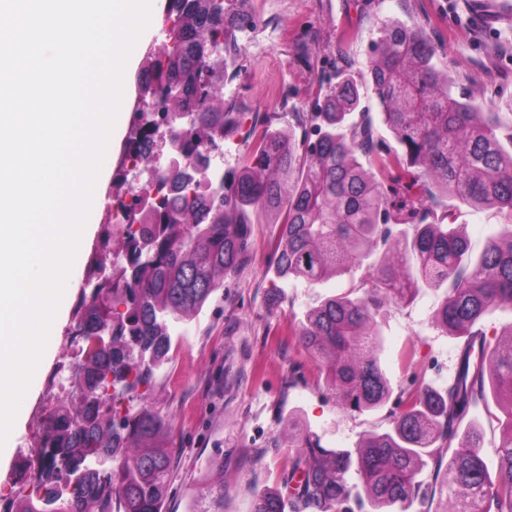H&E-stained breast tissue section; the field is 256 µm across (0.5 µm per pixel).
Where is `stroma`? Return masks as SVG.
Here are the masks:
<instances>
[{"mask_svg": "<svg viewBox=\"0 0 512 512\" xmlns=\"http://www.w3.org/2000/svg\"><path fill=\"white\" fill-rule=\"evenodd\" d=\"M229 7L248 12L252 24L237 34V74L224 88L225 100L241 114V127L224 151L228 170L244 163L249 134L296 129L299 113L316 99L319 77L336 62V47L362 69L383 19L423 25L459 90L478 101H512V19L496 13L494 0H231ZM500 222L495 210L465 206L455 228L477 254ZM278 234V225H253L249 253L236 273L192 321L170 322L167 359L148 385L117 403L121 410L148 407L169 426L168 512H192L194 499L219 483L220 512H251L254 491L280 486L288 474L289 415L327 448L355 447L387 426L385 409L346 411L292 334L305 312L348 289L349 276L318 287L295 280L275 290ZM85 286V275H78L56 328L55 351L21 403L22 420L4 449L10 463L0 467V494L25 492L12 462L37 443V409L74 393L68 382L49 375L78 360L69 331ZM438 301L437 292L424 288L408 305L390 304L377 313L381 365L393 391L407 388L414 370L436 388L453 374L461 340L433 322Z\"/></svg>", "mask_w": 512, "mask_h": 512, "instance_id": "obj_1", "label": "stroma"}]
</instances>
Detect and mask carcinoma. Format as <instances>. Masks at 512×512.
Listing matches in <instances>:
<instances>
[{
    "label": "carcinoma",
    "mask_w": 512,
    "mask_h": 512,
    "mask_svg": "<svg viewBox=\"0 0 512 512\" xmlns=\"http://www.w3.org/2000/svg\"><path fill=\"white\" fill-rule=\"evenodd\" d=\"M164 15L166 38L146 54L145 108L126 145L153 164L151 108L159 107L178 126L182 165L158 174L161 201L128 205L138 229L118 250L109 235L89 257V280L110 270L112 283L103 295H82L73 313L74 331L94 345L75 367L86 386L52 413L45 478L10 500L11 512H165L164 420L148 408L117 415L101 404L149 383L171 348L167 318L199 314L242 263L263 215L280 225L277 281L314 286L360 272L348 291L306 312L292 335L350 410H389L387 428L353 448H326L309 429L288 436L297 452L284 490L254 492L252 512H286L288 503L293 512H410L416 503L418 512H512V345L490 346L482 325L488 312L512 309V112L458 91L421 27L383 21L364 73L343 65L321 80L299 121L301 138L264 132L243 165L213 184L210 149L239 129L224 86L245 14L224 0H166ZM363 81L398 144L385 155L371 113L360 109ZM182 112L196 115L192 127ZM442 198L502 215L477 256L448 230L455 212L438 210ZM399 224L413 230L404 244L393 237ZM380 246L379 264L361 269L365 250ZM120 255L127 261L115 262ZM421 288L441 292L433 320L463 343L448 386L435 390L415 375V388L393 402L374 315L386 303L406 305ZM489 392L501 402V414H491L500 429L494 475L481 433H459ZM103 455L110 466L92 467ZM430 463L427 483L418 476Z\"/></svg>",
    "instance_id": "carcinoma-1"
}]
</instances>
